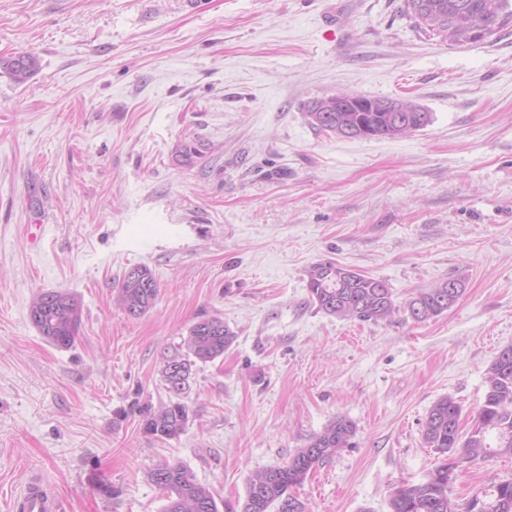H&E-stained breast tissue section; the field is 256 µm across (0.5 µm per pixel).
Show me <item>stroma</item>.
<instances>
[{
  "instance_id": "stroma-1",
  "label": "stroma",
  "mask_w": 512,
  "mask_h": 512,
  "mask_svg": "<svg viewBox=\"0 0 512 512\" xmlns=\"http://www.w3.org/2000/svg\"><path fill=\"white\" fill-rule=\"evenodd\" d=\"M0 0V512L31 476L62 512H162L148 473L187 467L217 501L285 463L336 417L351 447L292 495L305 512H389L423 479L432 405L469 430L512 345V31L451 46L403 0ZM408 98L433 115L396 139L315 131L308 102ZM332 261L382 278L400 307L435 281L463 295L423 323L340 319L310 301ZM160 294L131 318L119 278ZM82 306L73 347L29 319L36 292ZM236 333L197 365L179 437L144 434L167 401L160 353L205 317ZM512 479L464 468L450 497ZM1 68L9 72L17 83H25L39 68L36 55L18 54L7 59H1ZM117 301L130 317L144 315L160 293L159 284L147 267H136L126 272L119 282Z\"/></svg>"
}]
</instances>
